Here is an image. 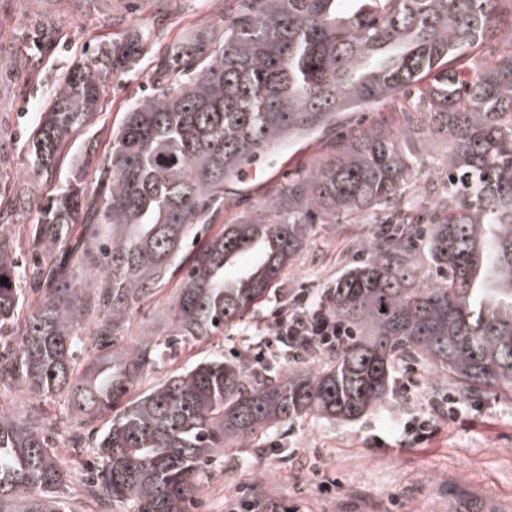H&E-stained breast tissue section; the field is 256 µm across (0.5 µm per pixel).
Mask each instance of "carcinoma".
I'll return each mask as SVG.
<instances>
[{
	"label": "carcinoma",
	"mask_w": 512,
	"mask_h": 512,
	"mask_svg": "<svg viewBox=\"0 0 512 512\" xmlns=\"http://www.w3.org/2000/svg\"><path fill=\"white\" fill-rule=\"evenodd\" d=\"M503 0H238L224 30L167 50L150 94L112 143L84 139L71 182L37 203V250L17 268L0 231V383L62 392L92 422L138 386L172 343L241 325L304 248L312 226L391 219L357 239L365 261L337 281L328 311L355 338L323 365L281 371V354L197 359L98 430L87 493L125 512H190L204 467L231 443L307 416L358 420L381 407L402 358L463 395L512 393V16ZM144 35L86 51L60 74L28 138L32 176L51 171L97 113L103 77L134 68ZM482 48L485 63L473 62ZM397 105L410 138L448 141V190L430 186L428 231L400 222L414 164L382 123L340 136L250 216L204 241L224 181L246 162L318 132L342 112ZM94 180L86 182L88 173ZM81 227H75L76 223ZM440 270L419 282L418 253ZM188 262L171 341L128 340L139 301ZM40 293L24 308V288ZM93 324L92 338L83 336ZM112 343L111 353L97 347ZM86 361L77 368V354ZM35 413L0 415V512H68L67 470Z\"/></svg>",
	"instance_id": "cac0c4a2"
}]
</instances>
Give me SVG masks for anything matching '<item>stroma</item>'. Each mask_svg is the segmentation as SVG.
Masks as SVG:
<instances>
[{
    "mask_svg": "<svg viewBox=\"0 0 512 512\" xmlns=\"http://www.w3.org/2000/svg\"><path fill=\"white\" fill-rule=\"evenodd\" d=\"M231 7L230 0H0V225L17 232L32 223L35 211L29 201L69 179L63 162L44 178L30 176L25 133L34 126L60 72L86 44L113 41L140 27L149 32L137 69L103 79L89 132L103 145L132 101L150 90L166 48L201 26L223 24ZM19 56L27 57V66H16ZM380 120L395 130L402 118L372 109L344 112L335 124L298 141L290 151L257 159L260 177L225 182L224 207L212 215L208 234L253 213L287 182L291 171L314 165L337 136ZM447 153V143L433 138L416 147L417 167L404 191L415 211L427 209L424 190L438 181ZM385 216L379 208L369 212L362 225L341 219L315 225L287 275L245 324L176 346L167 362L153 368L147 384L201 357L246 353L250 333L264 327L272 311L296 289L327 292L349 267L362 261L356 239L366 224ZM182 277L175 272L153 297L136 305L129 335L169 333L170 307ZM420 374L417 393L394 394L357 421L335 423L309 416L226 448L207 465L192 512H231L240 491L249 487L296 504L300 512H512V398L492 389L460 398L457 419L441 421L438 434L418 444L407 434L406 423L424 416L430 400L449 392L435 384L431 368L421 367ZM35 409L57 425L54 441L70 473L66 495L72 507L76 512H102L81 491L98 423L83 424L65 395L37 398L15 384H0L1 413L21 415ZM76 434L84 442L78 449L72 445ZM323 479L335 483L330 494L319 489Z\"/></svg>",
    "mask_w": 512,
    "mask_h": 512,
    "instance_id": "obj_1",
    "label": "stroma"
}]
</instances>
